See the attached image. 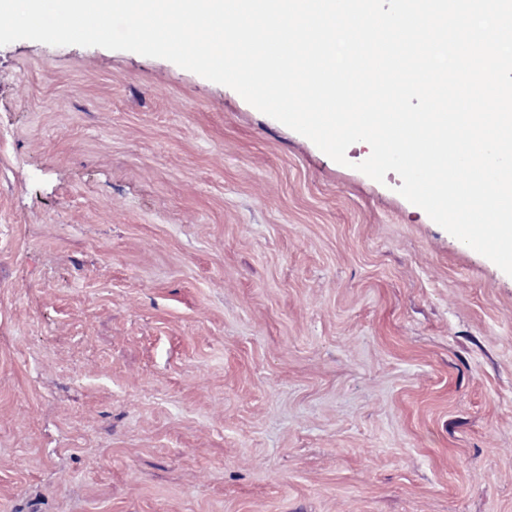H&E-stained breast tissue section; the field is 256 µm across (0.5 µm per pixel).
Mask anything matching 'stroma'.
<instances>
[{
	"instance_id": "obj_1",
	"label": "stroma",
	"mask_w": 512,
	"mask_h": 512,
	"mask_svg": "<svg viewBox=\"0 0 512 512\" xmlns=\"http://www.w3.org/2000/svg\"><path fill=\"white\" fill-rule=\"evenodd\" d=\"M346 158L0 46V512H512V276Z\"/></svg>"
}]
</instances>
